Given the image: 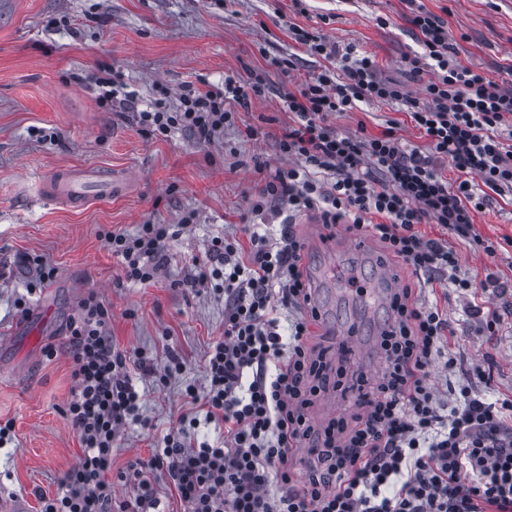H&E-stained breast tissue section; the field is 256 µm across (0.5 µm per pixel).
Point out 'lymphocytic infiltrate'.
<instances>
[{
    "label": "lymphocytic infiltrate",
    "instance_id": "obj_1",
    "mask_svg": "<svg viewBox=\"0 0 512 512\" xmlns=\"http://www.w3.org/2000/svg\"><path fill=\"white\" fill-rule=\"evenodd\" d=\"M410 24L419 49L404 62L422 83L418 98L379 78L372 56L292 27L307 55L338 65L288 95L295 120L279 151L291 162L274 169L256 163L264 184L251 212H318L326 229L342 223L349 233L369 235L415 272H447L467 294L474 285L457 276L459 254L448 239L496 252L477 234L474 213L492 196L512 194V90L459 61L444 17L420 6ZM92 79L102 108L134 113L154 137L184 130L203 145L218 141L238 108L249 107L266 85L264 74L254 73L204 90L188 85L176 98L161 85L142 108L134 93L122 92L111 66L99 65ZM374 102L405 106L428 151L408 145L392 120L376 134L363 128L344 134L330 122ZM446 163L458 173L455 182L441 174ZM195 219L188 211L178 225L147 222L135 235L109 231L104 240L120 257L125 279L147 284L164 263L167 242ZM423 224L443 227L446 237L425 238ZM249 241L245 249L234 239H213L194 280L223 294L224 337L207 353L206 391L189 387L185 395L224 434L197 446L185 428L164 434L151 458L131 464L125 478L134 512L158 507L150 481L158 471L187 512H512V433L502 430L512 400L491 401L475 391L474 381L488 378L478 365L472 381L459 384L449 411L441 410L430 367L455 332L438 305L416 301L408 287L393 294L379 336L383 370L368 379L350 367L346 343L338 344L335 365L326 349L310 343L321 314L293 224H281L274 237L251 225ZM110 320L92 293L70 324L75 388L64 414L83 452L62 493L42 497L41 512H112V449L121 431L140 420L132 376L155 369L146 353L113 346ZM331 392L356 412L315 425L310 410Z\"/></svg>",
    "mask_w": 512,
    "mask_h": 512
}]
</instances>
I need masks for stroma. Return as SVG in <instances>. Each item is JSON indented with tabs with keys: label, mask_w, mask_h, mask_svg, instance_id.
<instances>
[{
	"label": "stroma",
	"mask_w": 512,
	"mask_h": 512,
	"mask_svg": "<svg viewBox=\"0 0 512 512\" xmlns=\"http://www.w3.org/2000/svg\"><path fill=\"white\" fill-rule=\"evenodd\" d=\"M434 13H447L458 58L512 89V0H418ZM407 0H232L227 8L208 0H20L16 12L0 15V424L12 423L13 438L0 445V501L20 499L22 512H40L41 496H54L82 448L63 414L74 388L69 325L80 303L97 293L112 312L110 332L117 349L146 352L156 374L141 376V421L120 435L112 450V512H122L132 490L119 481L135 459L152 455L156 440L181 419L191 441L214 440L218 429L203 424L204 413L185 395L186 385L205 390L206 353L224 336V299L188 282L206 262L213 237L247 243L249 208L262 186L256 162L288 165L276 140L294 116L286 106L320 65L288 36V24L320 29L339 45L373 55L382 78L419 96L421 85L406 74L405 54L415 50ZM292 61L290 74L270 68V57ZM107 63L123 75L125 90L149 103L156 84L179 92L224 78L249 79L265 72L267 88L240 110L219 142L202 146L188 134L167 138L144 133L132 113L109 112L98 103L88 74ZM400 123L405 142L426 148L427 139L403 106L371 103L332 116L343 133L365 126L369 133L387 121ZM258 129L254 140L243 137ZM56 133L53 141L39 131ZM87 166L131 177L130 190L83 206H65L41 195L53 173ZM195 212L196 222L166 247L157 278L147 285L124 282L120 263L106 245L109 230L136 233L140 224L178 223ZM477 233L497 251L486 255L458 241L459 276L481 283L512 285V199L495 198L475 212ZM53 265L52 282L38 286V263ZM387 268L417 299L437 303L457 334L451 350L455 374L435 358L432 382L439 392L465 379L474 366L493 364L496 397L512 398V316L497 335H486L468 315L469 299L446 289L447 273L416 275L370 241L364 254L342 253L327 317L315 326L314 345H331V325L367 317L363 346L354 358L370 377L383 367L376 342L383 308L354 300L343 290L350 270L374 276ZM186 364L178 377L160 382L170 354Z\"/></svg>",
	"instance_id": "obj_1"
}]
</instances>
